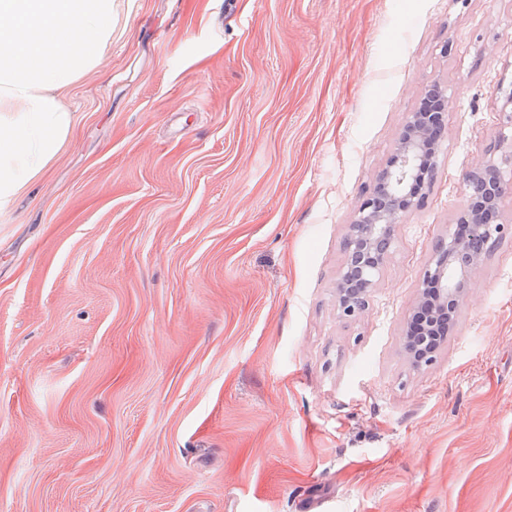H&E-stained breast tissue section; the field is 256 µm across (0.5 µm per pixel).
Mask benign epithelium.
Returning a JSON list of instances; mask_svg holds the SVG:
<instances>
[{
  "label": "benign epithelium",
  "instance_id": "7a95c632",
  "mask_svg": "<svg viewBox=\"0 0 512 512\" xmlns=\"http://www.w3.org/2000/svg\"><path fill=\"white\" fill-rule=\"evenodd\" d=\"M437 124L436 115L421 107L408 113L395 153L376 174L372 192L348 225L346 270L336 283V303L345 318H356L363 312L365 297L375 287V277L395 243L396 226L422 199L421 179L434 175ZM494 149L501 152L500 160L482 158L467 177L470 198L455 218L456 223L468 225L467 236L448 232L436 241L424 263L416 307L426 309L432 323L451 321V330L486 257L484 247L476 246V242L496 243L512 235L511 223L482 220L485 209L499 210L502 200L512 195V177L502 170L504 165L512 168V139L499 135ZM446 342L445 338L435 340L429 328L414 334L409 325L403 327V355L415 369L431 362Z\"/></svg>",
  "mask_w": 512,
  "mask_h": 512
}]
</instances>
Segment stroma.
I'll return each mask as SVG.
<instances>
[{"label": "stroma", "instance_id": "obj_1", "mask_svg": "<svg viewBox=\"0 0 512 512\" xmlns=\"http://www.w3.org/2000/svg\"><path fill=\"white\" fill-rule=\"evenodd\" d=\"M423 208L357 319L343 240L428 85ZM512 91V0H115L0 210V512H512V238L402 355Z\"/></svg>", "mask_w": 512, "mask_h": 512}]
</instances>
